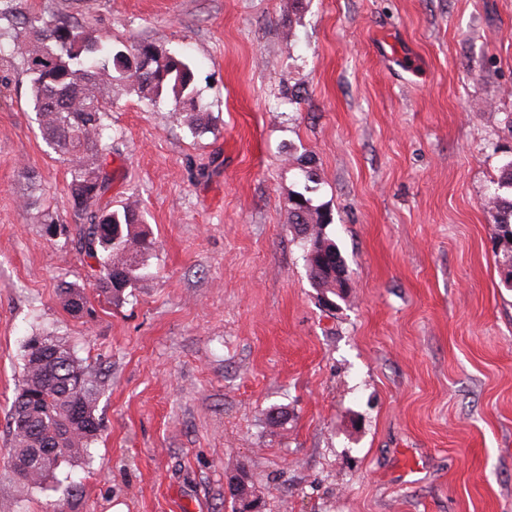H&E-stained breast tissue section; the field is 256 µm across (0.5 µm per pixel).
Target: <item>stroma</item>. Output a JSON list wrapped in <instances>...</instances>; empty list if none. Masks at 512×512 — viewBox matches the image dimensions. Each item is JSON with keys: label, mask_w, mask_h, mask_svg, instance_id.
Segmentation results:
<instances>
[{"label": "stroma", "mask_w": 512, "mask_h": 512, "mask_svg": "<svg viewBox=\"0 0 512 512\" xmlns=\"http://www.w3.org/2000/svg\"><path fill=\"white\" fill-rule=\"evenodd\" d=\"M184 59L208 129L113 81V208L152 276L94 317L66 162L11 52L25 17ZM302 101H288L291 91ZM512 159V0H0V458L24 343L105 376L95 461L0 478V512H512V288L484 200ZM353 283L326 311L288 222L303 166ZM288 407L284 426L266 421ZM84 286L73 283L63 286L59 289V300L63 308L73 317H84L83 314L75 312L76 301H81L84 307L88 306V295ZM230 497L234 498L237 512H256L261 505V498L247 487L245 473L239 474L228 487Z\"/></svg>", "instance_id": "35a3bbf8"}]
</instances>
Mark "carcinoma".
I'll list each match as a JSON object with an SVG mask.
<instances>
[{"instance_id": "cac0c4a2", "label": "carcinoma", "mask_w": 512, "mask_h": 512, "mask_svg": "<svg viewBox=\"0 0 512 512\" xmlns=\"http://www.w3.org/2000/svg\"><path fill=\"white\" fill-rule=\"evenodd\" d=\"M28 27L37 46L16 42L12 54L31 75L30 95L43 141L68 164L76 249L86 260L97 295L118 305L126 300L127 289L151 275L148 261L155 242L138 207L114 209L102 203L112 181V147L105 142L108 102L98 89L112 83L116 72L150 101L170 92L175 101L193 107L189 129L196 134L206 130V123L195 108L194 75L187 62L151 42L114 49L110 41L78 24L30 17ZM487 207L497 216L511 282L512 197L495 193ZM289 223L303 242L312 286L324 296L336 295L347 266L326 233L330 215L298 192L289 199ZM59 300L74 317L76 302L88 306L85 287L73 283L59 289ZM40 340L51 345L57 357L37 364L25 360L22 385L8 411L9 455L33 463L31 477L22 480L27 485L44 484L66 461H90L101 426L92 366L58 336L33 335L24 348Z\"/></svg>"}]
</instances>
